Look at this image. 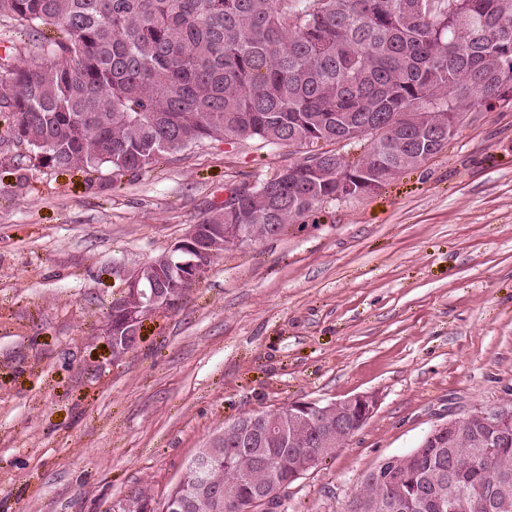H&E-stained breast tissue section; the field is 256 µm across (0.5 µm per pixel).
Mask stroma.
<instances>
[{
  "instance_id": "1",
  "label": "stroma",
  "mask_w": 512,
  "mask_h": 512,
  "mask_svg": "<svg viewBox=\"0 0 512 512\" xmlns=\"http://www.w3.org/2000/svg\"><path fill=\"white\" fill-rule=\"evenodd\" d=\"M204 143L113 180L0 158V512H121L162 498L225 424L373 393L362 429L281 512H344L433 425L512 401V109L473 112L376 194L226 251L138 345L105 329L128 275L295 161ZM182 492L181 488L176 485L171 488L166 497L160 501H156L148 491L143 489H138L131 491V495L129 499L139 502L143 509L140 512H166L164 511V500H166L169 496H177ZM128 500L123 504L124 512H138L139 506L133 501Z\"/></svg>"
}]
</instances>
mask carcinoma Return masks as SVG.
I'll list each match as a JSON object with an SVG mask.
<instances>
[{"instance_id":"obj_1","label":"carcinoma","mask_w":512,"mask_h":512,"mask_svg":"<svg viewBox=\"0 0 512 512\" xmlns=\"http://www.w3.org/2000/svg\"><path fill=\"white\" fill-rule=\"evenodd\" d=\"M19 36L0 39V148L23 167L97 171L123 177L168 154L206 141L253 140L301 149L270 178L228 187L234 207L217 206L200 221L214 257L226 251L224 225L271 224L282 234L336 199L339 168L348 193L413 170L435 156L416 120L453 135L451 112L512 108V0H0V21ZM53 28L48 37L43 29ZM33 54L37 60L27 62ZM406 116L401 132L344 164L323 145L355 140L365 120ZM136 303L112 302L108 326L125 335ZM501 417L460 426L436 443L421 441L397 491L372 473L356 497L364 512H431L417 485L444 482L442 512H468V491L481 488L512 512V459ZM312 447L309 426L287 438L224 442L211 448L210 479L250 506L260 475H288ZM452 448L461 479L448 481ZM142 512L164 501L131 492ZM184 512H224V499L197 494Z\"/></svg>"}]
</instances>
